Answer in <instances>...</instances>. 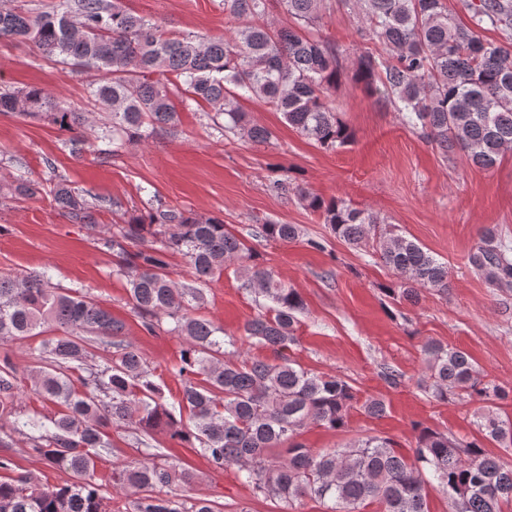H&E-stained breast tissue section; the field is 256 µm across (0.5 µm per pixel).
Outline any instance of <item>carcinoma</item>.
Returning <instances> with one entry per match:
<instances>
[{"instance_id":"cac0c4a2","label":"carcinoma","mask_w":512,"mask_h":512,"mask_svg":"<svg viewBox=\"0 0 512 512\" xmlns=\"http://www.w3.org/2000/svg\"><path fill=\"white\" fill-rule=\"evenodd\" d=\"M270 0H224V14L244 24L234 36L176 34L123 9L121 0H59L33 12L0 7V38L30 43L74 73L88 74L87 109L55 99L38 87L0 86V113L47 120L66 133L64 144L79 158L94 146L89 132L101 128L115 154L126 145L175 130L178 97L201 101L224 134L253 144L272 132L252 123L243 100L264 102L288 125L320 147L335 150L353 133L340 119L331 92L346 69L345 51L306 33L320 24L325 0H282L293 24L280 29L267 21ZM379 51L357 57L355 78L376 101L390 103L403 122L442 154L463 152L472 165L489 170L512 151V0H468L470 22L448 14L443 0H342ZM494 29L500 39L481 32ZM42 181L17 178L0 186L13 200L50 199L72 224L94 229L97 213L121 202L72 186L55 174ZM273 189L294 191L303 206L330 225L336 237L364 248L397 276L387 288L393 300L414 304L418 289L448 290V266L415 241L382 227L377 214L342 198L326 199L280 179ZM296 224L261 225L268 241L299 237ZM115 257L112 274L126 279L129 303L149 333L180 336V399L164 401L161 383L139 351L126 340V324L96 299L53 283L47 272L0 273V343L41 336L38 366L19 370L9 352L0 356V413H12L22 376L35 394L59 407L45 420L16 417L12 431L24 436L47 465L71 474L53 489L31 475L0 479V512H112L105 484L94 477L99 450L112 447L110 429L146 435L166 431L195 448L216 469L235 465L243 483L265 499L288 506L305 498L326 512H430L431 491L448 498L451 512H502L512 503V466L485 454L483 440L512 447V419L497 401L512 389L491 384L471 355L457 346L428 340L422 345L425 388L431 398L479 402L474 411L479 436L470 441L418 424L406 455L394 442L368 435L342 448L314 452L298 438L315 424L344 429L352 410L381 419V398L360 400L358 390L333 375L303 368L283 354L296 342L305 302L275 272L257 262L246 241L217 216H196L158 206L131 214L104 239ZM180 255L193 280L172 277L170 257ZM492 286L512 285V249L486 231L468 256ZM265 300L244 325L245 335L269 347L274 358H244L224 329L198 315L207 286L224 270ZM110 351L99 365L90 335ZM146 458L112 469L110 481L130 498L125 512H217L206 498L187 501L169 489L190 486L195 475L167 462L159 448Z\"/></svg>"}]
</instances>
